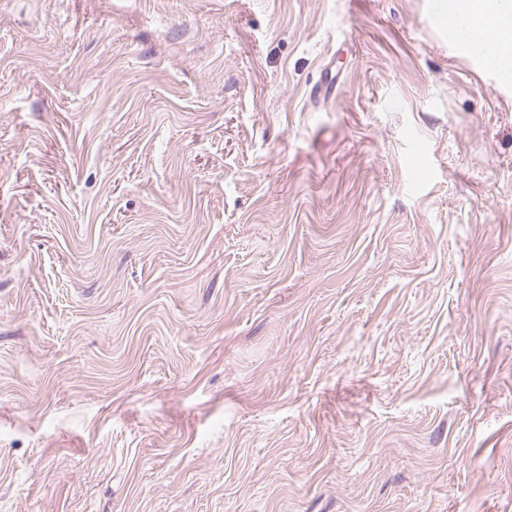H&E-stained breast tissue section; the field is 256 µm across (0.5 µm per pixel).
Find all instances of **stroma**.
<instances>
[{
	"label": "stroma",
	"mask_w": 512,
	"mask_h": 512,
	"mask_svg": "<svg viewBox=\"0 0 512 512\" xmlns=\"http://www.w3.org/2000/svg\"><path fill=\"white\" fill-rule=\"evenodd\" d=\"M0 512H512V79L448 0H0Z\"/></svg>",
	"instance_id": "stroma-1"
}]
</instances>
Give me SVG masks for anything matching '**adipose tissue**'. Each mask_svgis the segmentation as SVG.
Instances as JSON below:
<instances>
[{"mask_svg": "<svg viewBox=\"0 0 512 512\" xmlns=\"http://www.w3.org/2000/svg\"><path fill=\"white\" fill-rule=\"evenodd\" d=\"M450 12L454 36L479 43L490 63L502 64L512 55V31L501 26L502 17L512 14V0H451Z\"/></svg>", "mask_w": 512, "mask_h": 512, "instance_id": "ef3b65f1", "label": "adipose tissue"}]
</instances>
